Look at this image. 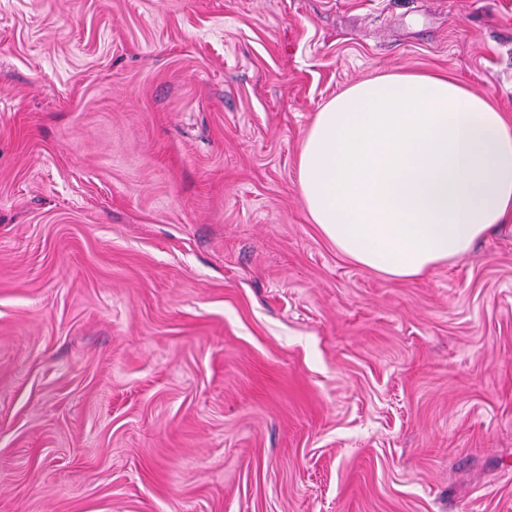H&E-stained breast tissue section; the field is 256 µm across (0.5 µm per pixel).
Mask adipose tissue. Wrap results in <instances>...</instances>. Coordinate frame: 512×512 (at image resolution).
<instances>
[{"label":"adipose tissue","instance_id":"obj_1","mask_svg":"<svg viewBox=\"0 0 512 512\" xmlns=\"http://www.w3.org/2000/svg\"><path fill=\"white\" fill-rule=\"evenodd\" d=\"M297 179L341 253L413 278L512 221V117L445 76L380 75L316 112Z\"/></svg>","mask_w":512,"mask_h":512}]
</instances>
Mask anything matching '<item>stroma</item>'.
<instances>
[{
    "label": "stroma",
    "mask_w": 512,
    "mask_h": 512,
    "mask_svg": "<svg viewBox=\"0 0 512 512\" xmlns=\"http://www.w3.org/2000/svg\"><path fill=\"white\" fill-rule=\"evenodd\" d=\"M406 69L512 114V0H0V512H512V223L396 279L298 187Z\"/></svg>",
    "instance_id": "stroma-1"
}]
</instances>
